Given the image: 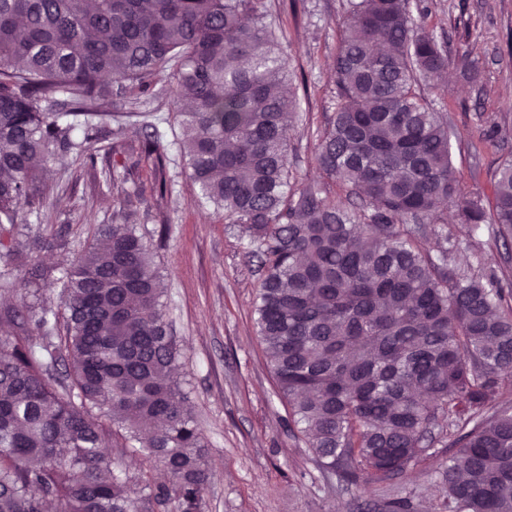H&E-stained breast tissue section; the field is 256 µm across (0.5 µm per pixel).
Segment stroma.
Segmentation results:
<instances>
[{"label":"stroma","instance_id":"obj_1","mask_svg":"<svg viewBox=\"0 0 512 512\" xmlns=\"http://www.w3.org/2000/svg\"><path fill=\"white\" fill-rule=\"evenodd\" d=\"M268 20L283 28L288 62L302 71L293 83L299 101L288 131L293 183L335 194L315 163L312 130L328 127L336 111L334 61L347 0H265ZM429 31L448 51L439 85H421L435 111L445 113L452 166L462 194L492 208V183L500 163L512 158V0H421ZM478 60L476 80L464 78L463 59ZM125 129L119 145L98 142L90 157L74 153L41 174L44 207L22 211L29 239L62 229L70 247L38 252L46 266L63 269L93 242L100 225L119 224L132 199L141 231L152 235L162 301L182 350L180 373L192 391L208 445L211 471L206 512H360L366 495L319 469L301 434L288 429V404L276 381L254 323L260 260L238 225L201 199L179 149L181 130L171 95L131 106L112 98ZM158 134L166 148L167 194L157 199L152 173L138 163V146ZM444 222L460 266L496 272L512 288V247L491 224L471 229L449 211ZM442 457L395 479L392 491L416 489L421 512H437Z\"/></svg>","mask_w":512,"mask_h":512}]
</instances>
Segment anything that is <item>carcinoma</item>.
I'll return each mask as SVG.
<instances>
[{
    "label": "carcinoma",
    "mask_w": 512,
    "mask_h": 512,
    "mask_svg": "<svg viewBox=\"0 0 512 512\" xmlns=\"http://www.w3.org/2000/svg\"><path fill=\"white\" fill-rule=\"evenodd\" d=\"M448 55L408 0H348L336 55V113L316 163L341 201L293 188L286 132L298 109L264 0H0V279L28 266L21 303L0 310V512H205L204 436L178 376L150 245L130 223L60 272L65 334L43 304L39 250L20 210L39 211L38 167L109 128L112 87L130 103L173 71L189 179L261 257L258 335L320 466L349 485L388 484L442 455L439 512H512V306L493 274L457 267L441 213L488 223L452 174L448 121L418 92ZM167 192L165 147H141ZM493 223L512 236V159L496 171ZM437 240L436 254L423 240ZM121 447L169 477L114 469ZM417 492L382 512H416Z\"/></svg>",
    "instance_id": "obj_1"
}]
</instances>
